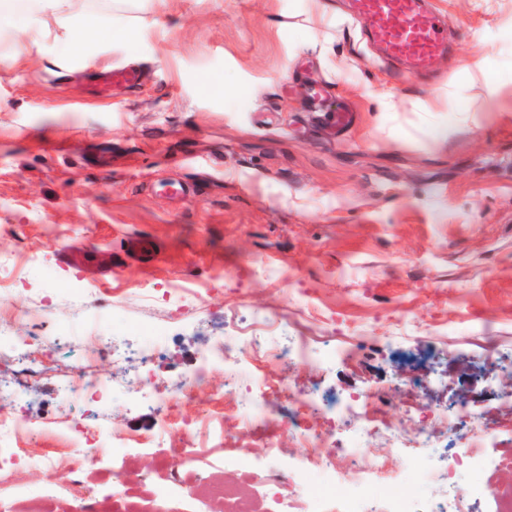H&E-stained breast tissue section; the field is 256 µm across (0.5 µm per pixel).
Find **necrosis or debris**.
<instances>
[{
    "mask_svg": "<svg viewBox=\"0 0 512 512\" xmlns=\"http://www.w3.org/2000/svg\"><path fill=\"white\" fill-rule=\"evenodd\" d=\"M275 319L256 317L235 337L233 346H222L216 358H204L190 374L175 380L150 381L145 374L135 379L116 383L109 376H95L90 368L96 358H111L113 364H121L125 351L118 341L105 342L101 338L91 339L84 346L83 355L75 359L71 371L59 383L65 404L84 399L87 391L110 392L122 387L127 398L151 399L163 405H171L180 399L192 398L195 388L204 379L214 359H221L227 369V381L238 389L236 419L252 430H259L265 420V400L273 397L283 399L295 406L297 413L308 416L305 424H294L297 439L306 446L302 456L289 460L287 474L268 472L269 481L293 484L296 500L284 504V512H322V506L340 483L345 464L356 468L357 479L336 505V512H467V501L474 495L490 494L501 500V512H512V488L503 490L478 477L482 461V450L489 439L488 425L484 415L468 404H460L453 413H441L436 418L438 427L456 439L459 444L456 455L448 457L447 470L455 472L466 467L475 477L469 485L449 487L442 501L426 496L429 488H437V474L423 464L425 450L429 448L432 434L418 427L405 432L392 428L375 411L370 410L367 397L348 399L334 405H326L312 390L297 391L292 387L288 375L271 377L260 365L246 356L247 349H260L269 329L275 327ZM333 414L339 416L336 429L321 428L320 417ZM64 420L35 422L20 414L0 413V444L11 445L24 442L34 432H44L63 437L67 447L76 449L80 466H108L110 457L104 456L96 444L86 437H77L69 432ZM368 438L384 440L391 447L406 453V467L402 476H393L388 460L370 458L360 454L362 442ZM340 447L337 456H326L320 451L322 442ZM410 478L417 486L416 494L403 493V478Z\"/></svg>",
    "mask_w": 512,
    "mask_h": 512,
    "instance_id": "1",
    "label": "necrosis or debris"
}]
</instances>
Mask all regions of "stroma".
<instances>
[{
	"instance_id": "1",
	"label": "stroma",
	"mask_w": 512,
	"mask_h": 512,
	"mask_svg": "<svg viewBox=\"0 0 512 512\" xmlns=\"http://www.w3.org/2000/svg\"><path fill=\"white\" fill-rule=\"evenodd\" d=\"M0 19V290L15 335L30 312L56 324L40 350L49 373L20 409L60 417L58 375L81 349L69 334L101 290L104 337L122 336L121 365L100 374L194 370L250 314L282 321L269 347L314 338L321 355L355 345L353 362L309 373L280 363L301 390L332 402L375 389L397 430L467 402L481 408L500 450L512 451V0H434L451 49L428 77L379 59L347 17V0H78L70 49L53 16L17 41L28 0ZM138 64L148 82L93 101L95 71ZM495 102L492 112L481 104ZM356 113L336 137L330 115ZM193 185L183 200L169 183ZM153 240L148 263L124 258L127 237ZM35 264L25 265L26 256ZM196 291L180 308L165 293ZM165 328L151 339L143 324ZM152 345L150 360L140 354ZM226 378L215 368L195 396L171 410L145 402L106 408L108 429L154 445L111 467L77 473L67 457L44 467L56 438L34 435L25 458L0 463V490L22 485L14 512H108L113 500L165 512L173 472L186 483H233L240 456L265 457L250 432L206 434L223 413ZM279 468L303 449L287 402L267 406ZM166 419L179 427L162 430ZM197 429L205 471L180 469L182 423ZM125 480H118V473ZM69 500L46 505V482Z\"/></svg>"
}]
</instances>
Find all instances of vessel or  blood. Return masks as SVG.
Instances as JSON below:
<instances>
[{
	"label": "vessel or blood",
	"mask_w": 512,
	"mask_h": 512,
	"mask_svg": "<svg viewBox=\"0 0 512 512\" xmlns=\"http://www.w3.org/2000/svg\"><path fill=\"white\" fill-rule=\"evenodd\" d=\"M350 17L383 59L414 73L429 71L448 49V31L427 0H351ZM98 98L112 89L133 87L144 79L136 69L95 73Z\"/></svg>",
	"instance_id": "b4317fda"
}]
</instances>
